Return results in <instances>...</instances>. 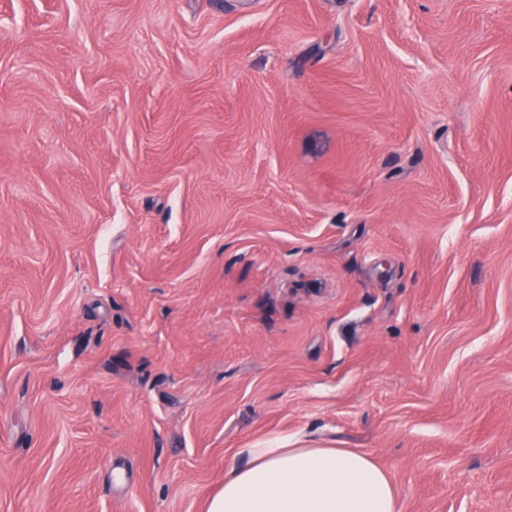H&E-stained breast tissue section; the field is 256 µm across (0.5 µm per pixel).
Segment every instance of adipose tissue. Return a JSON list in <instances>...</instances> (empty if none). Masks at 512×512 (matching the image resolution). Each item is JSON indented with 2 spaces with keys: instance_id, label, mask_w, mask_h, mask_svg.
Wrapping results in <instances>:
<instances>
[{
  "instance_id": "1",
  "label": "adipose tissue",
  "mask_w": 512,
  "mask_h": 512,
  "mask_svg": "<svg viewBox=\"0 0 512 512\" xmlns=\"http://www.w3.org/2000/svg\"><path fill=\"white\" fill-rule=\"evenodd\" d=\"M241 454L207 512H399L388 474L365 453L272 445Z\"/></svg>"
}]
</instances>
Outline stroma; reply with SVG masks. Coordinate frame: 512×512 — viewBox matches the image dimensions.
<instances>
[{
  "instance_id": "1",
  "label": "stroma",
  "mask_w": 512,
  "mask_h": 512,
  "mask_svg": "<svg viewBox=\"0 0 512 512\" xmlns=\"http://www.w3.org/2000/svg\"><path fill=\"white\" fill-rule=\"evenodd\" d=\"M275 437L512 512V0H0V512Z\"/></svg>"
}]
</instances>
